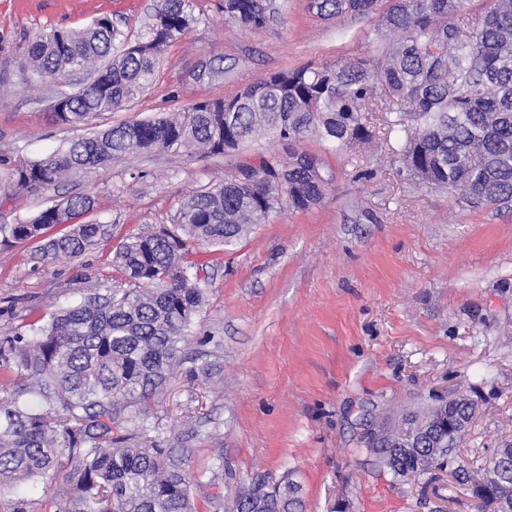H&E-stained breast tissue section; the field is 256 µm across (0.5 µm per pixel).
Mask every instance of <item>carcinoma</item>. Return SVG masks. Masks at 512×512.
<instances>
[{
	"label": "carcinoma",
	"mask_w": 512,
	"mask_h": 512,
	"mask_svg": "<svg viewBox=\"0 0 512 512\" xmlns=\"http://www.w3.org/2000/svg\"><path fill=\"white\" fill-rule=\"evenodd\" d=\"M321 18L379 17L397 34L381 52L347 63L269 74L234 96L202 100L182 112L93 130L11 169L12 192L55 189L92 169L139 153L185 149L201 157L237 155L259 137L316 139L336 150L376 139L402 172L476 210L512 201V0H309ZM224 19L262 30L280 18L277 0H221ZM195 22L188 0H159L147 35L128 38L108 17L79 30H53L30 44L22 70L45 83L74 71L90 84L58 94L55 122L87 127L121 109L154 82L167 46ZM257 168L241 160L215 186L188 195L173 229L123 240L112 265L126 287L96 282L79 302L41 315L0 343V487L53 474L55 490L39 512H220L216 493L194 501L191 448H175L156 427L136 425L158 390L183 370L182 345L205 305L200 264L189 243L229 247L281 212L321 203L333 176L309 152L269 154ZM95 200L61 196L35 213L0 224V241L35 242L41 257L77 258L105 236L82 222ZM59 227L53 235L48 230ZM472 389L451 404L407 408L368 429L363 444L393 478L425 479L450 470L482 508L512 512V470L496 455L474 471L458 461ZM236 512H297L299 487L259 475L236 494Z\"/></svg>",
	"instance_id": "carcinoma-1"
}]
</instances>
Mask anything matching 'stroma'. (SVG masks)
<instances>
[{
	"label": "stroma",
	"instance_id": "1",
	"mask_svg": "<svg viewBox=\"0 0 512 512\" xmlns=\"http://www.w3.org/2000/svg\"><path fill=\"white\" fill-rule=\"evenodd\" d=\"M158 0H0V219L26 217L57 195L98 202L105 224L95 249L42 260L35 244L0 245V338L80 298L82 275L115 285L112 253L124 238L169 226L196 189L223 182L238 158L289 149L317 154L334 181L323 202L272 215L228 248L194 246L206 305L184 346L189 364H211L210 382L173 377L149 417L168 435L191 432V471L221 465L232 508L257 473L288 477L302 512H478L465 485L441 473L430 483L393 480L367 455L370 425L430 393L474 387L479 411L458 445L466 468L512 444V202L480 210L418 185L386 145L354 154L305 140L258 139L241 157L185 151L141 153L57 190L5 196L10 162L40 158L80 132L55 123L53 99L82 74L33 85L21 72L29 43L54 29L106 16L128 37ZM217 0H190L196 18L167 49L153 85L98 122L116 125L180 112L203 99L307 64L378 53L373 20H324L308 0H287L284 19L263 30L225 21ZM223 57L227 73L198 78Z\"/></svg>",
	"mask_w": 512,
	"mask_h": 512
}]
</instances>
